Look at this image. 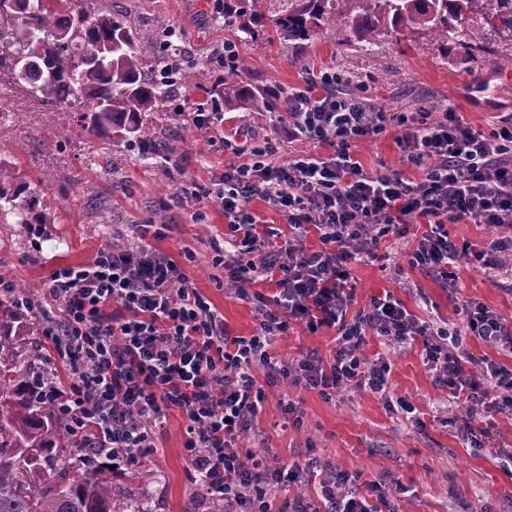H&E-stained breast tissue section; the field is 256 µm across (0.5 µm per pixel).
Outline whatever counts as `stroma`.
Listing matches in <instances>:
<instances>
[{
  "label": "stroma",
  "mask_w": 512,
  "mask_h": 512,
  "mask_svg": "<svg viewBox=\"0 0 512 512\" xmlns=\"http://www.w3.org/2000/svg\"><path fill=\"white\" fill-rule=\"evenodd\" d=\"M125 13L143 41H153L158 23L169 22L184 51L193 82L181 99L154 113L151 143L175 148L177 164L145 161L138 147L90 138L71 114L30 103L22 91L11 99L23 114L16 125L0 130V153L12 156L32 179L54 218L40 237H32L15 215L0 213V285L35 301H47L52 269L92 261L111 239L126 238L132 225H164L151 237L156 250L174 259L197 289L224 316L229 336H251L260 328L261 303H273L278 291L253 285L250 296L237 295L222 268L216 267L211 238L228 227L218 204L204 192L223 172L229 156L224 140L249 147L274 137L279 125L271 112L233 111L224 115V136L212 138L189 118L207 104L219 73L211 57L229 41L224 28V0H111ZM249 61L240 75L254 89L303 87L312 74L336 68L354 81H370L368 102L385 112H441L451 109L474 129L489 132L495 117H512V59L474 62L463 53L441 60L426 38L408 41L391 33L377 37L373 48L357 40L340 45L336 33L320 30L306 40L274 42L256 48L238 44ZM401 132L390 129L360 144L357 155L367 171L399 173L419 180L420 167L407 164L397 144ZM425 227L407 225L403 237L386 236L378 257L351 265L355 287L351 311L369 309L373 298L392 294L417 321L454 329L462 323V306L473 300L512 323V291L474 270L467 260L454 269L457 286L446 287L433 274L411 266V253ZM336 332L312 334L296 324L272 339L271 349L283 364L315 350L330 357ZM360 351L368 361L386 359L387 393L350 385L331 396L294 388L286 380L266 386L262 411L242 441L245 448L283 462L318 456L327 467L288 484L271 503L286 512L289 502L319 504V483L342 471L360 480L381 479L379 512H512V469L496 456L512 447V415L488 418L490 436L483 447L465 444L459 428L466 406L448 399L426 362L421 343L384 346L375 331H366ZM403 397L415 420L391 411L387 398ZM294 401L296 415L284 411ZM185 418L171 409L156 433L158 452L148 467L156 481H132V497L147 500L153 512H211L213 503L190 481L191 466L182 448Z\"/></svg>",
  "instance_id": "1"
}]
</instances>
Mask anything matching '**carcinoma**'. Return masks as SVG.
<instances>
[{
    "instance_id": "carcinoma-1",
    "label": "carcinoma",
    "mask_w": 512,
    "mask_h": 512,
    "mask_svg": "<svg viewBox=\"0 0 512 512\" xmlns=\"http://www.w3.org/2000/svg\"><path fill=\"white\" fill-rule=\"evenodd\" d=\"M90 0H0V87L23 91L39 104L61 106L89 136L141 144L145 118L172 99L170 79L191 83L179 67L181 46L167 22L154 43H143L128 19ZM224 6L240 36L272 41L262 0ZM330 27L346 42L350 32L374 43L390 32L413 41L430 38L441 58L460 50L475 60L512 52V0H285L274 31L283 41L305 40ZM32 62L18 76L16 55ZM224 107L279 109L275 88L261 96L230 77L219 84ZM21 224H48L32 178L14 159L0 156V212ZM32 315L19 302L0 298V512H152L130 498L124 477L97 468L80 478L67 465L75 441L51 405L29 384L24 352L34 335Z\"/></svg>"
}]
</instances>
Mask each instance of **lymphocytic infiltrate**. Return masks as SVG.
Here are the masks:
<instances>
[{
    "instance_id": "lymphocytic-infiltrate-1",
    "label": "lymphocytic infiltrate",
    "mask_w": 512,
    "mask_h": 512,
    "mask_svg": "<svg viewBox=\"0 0 512 512\" xmlns=\"http://www.w3.org/2000/svg\"><path fill=\"white\" fill-rule=\"evenodd\" d=\"M350 82L328 68L306 87L283 92L280 137L257 141L248 161L225 164L206 191L230 230L216 263L229 268L237 293L267 280L279 290L276 308L262 309L257 334L227 335L223 315L188 287L178 263L155 250L143 230L89 264L51 272L48 292L60 314L44 323L43 335L67 360V379L50 375L34 388L67 420L85 457L116 472L139 467L157 451V423L175 409L187 420L183 448L195 486L243 512H271L273 495L296 481L301 467L236 448L263 408L264 383L288 378L326 396L352 383L385 391L387 363L368 362L359 351L368 328L391 344L421 342L436 382L468 404L460 431L473 446L486 434L482 419L512 412V367L484 356L469 369L457 354L470 336L512 353V326L487 306L466 303L463 323L452 331L417 322L390 295L374 298L369 312L348 313L351 261L373 256L383 236L402 234L407 224L428 227L412 264L446 284H454L452 269L463 257L487 278L512 281L505 257L512 239L458 244L446 230L461 221L512 224V119L484 134L452 110L435 118L375 111L349 91ZM392 125L404 130L399 145L407 160L425 166L420 181L366 171L355 158L357 144ZM299 140L312 142V151L283 156L284 144ZM257 198L282 212L292 230L272 252L264 251L249 208ZM312 229L323 248L310 253L302 239ZM242 249L247 258H239ZM293 321L312 333L337 329L332 361L310 353L279 365L271 339L287 334ZM348 480L339 472L322 481L325 512H377L368 498L341 494Z\"/></svg>"
}]
</instances>
